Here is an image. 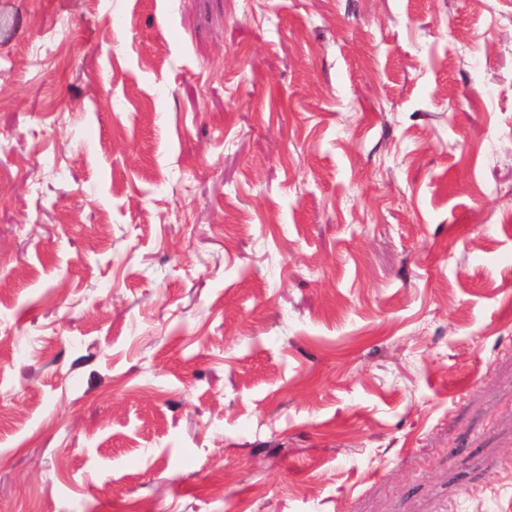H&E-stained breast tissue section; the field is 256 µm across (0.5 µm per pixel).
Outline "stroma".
I'll use <instances>...</instances> for the list:
<instances>
[{"label":"stroma","instance_id":"obj_1","mask_svg":"<svg viewBox=\"0 0 512 512\" xmlns=\"http://www.w3.org/2000/svg\"><path fill=\"white\" fill-rule=\"evenodd\" d=\"M0 512H512V0H0Z\"/></svg>","mask_w":512,"mask_h":512}]
</instances>
